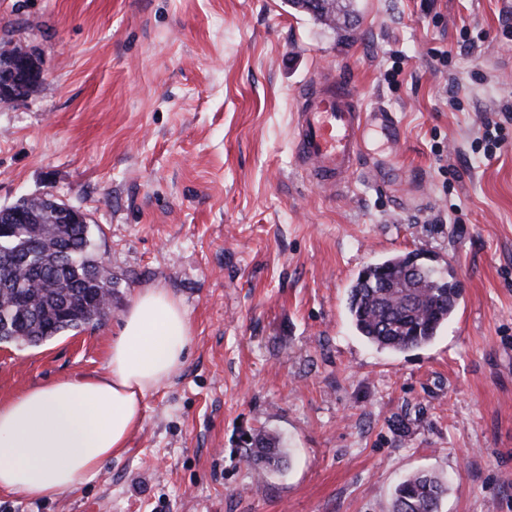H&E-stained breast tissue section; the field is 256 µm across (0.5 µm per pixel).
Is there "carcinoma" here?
I'll list each match as a JSON object with an SVG mask.
<instances>
[{"instance_id":"carcinoma-1","label":"carcinoma","mask_w":512,"mask_h":512,"mask_svg":"<svg viewBox=\"0 0 512 512\" xmlns=\"http://www.w3.org/2000/svg\"><path fill=\"white\" fill-rule=\"evenodd\" d=\"M342 0H330L314 19L337 24ZM32 223L14 225L0 238V253H25L27 262L0 272V343L37 346L64 332L103 323L112 313V270L92 250L87 224H51L35 202ZM417 252L393 255L366 266L348 297L351 322L368 343L404 352L430 343L453 314L459 296L453 277L419 261ZM255 447L248 463L277 469L282 439L263 428L251 435ZM447 490L429 473L405 477L396 487L393 512H438Z\"/></svg>"}]
</instances>
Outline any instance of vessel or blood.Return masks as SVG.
I'll list each match as a JSON object with an SVG mask.
<instances>
[{
	"label": "vessel or blood",
	"instance_id": "vessel-or-blood-1",
	"mask_svg": "<svg viewBox=\"0 0 512 512\" xmlns=\"http://www.w3.org/2000/svg\"><path fill=\"white\" fill-rule=\"evenodd\" d=\"M296 160L318 186L342 194L351 172L367 169L361 137L377 127L391 140L399 138L394 113L377 107L365 110L350 85L330 79L309 85L298 97Z\"/></svg>",
	"mask_w": 512,
	"mask_h": 512
}]
</instances>
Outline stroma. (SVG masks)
I'll return each mask as SVG.
<instances>
[{"instance_id":"obj_1","label":"stroma","mask_w":512,"mask_h":512,"mask_svg":"<svg viewBox=\"0 0 512 512\" xmlns=\"http://www.w3.org/2000/svg\"><path fill=\"white\" fill-rule=\"evenodd\" d=\"M350 3L343 38L287 0H0V43L44 71L0 105V206L80 208L116 279L102 325L0 344V398L105 373L143 289L191 327L98 479L0 512H391L416 472L447 480L440 512H512V0ZM323 73L397 113L400 144L362 142L387 194L358 174L335 197L296 165L297 93ZM410 251L461 294L429 345L388 353L348 289ZM261 428L287 442L263 475L245 461Z\"/></svg>"}]
</instances>
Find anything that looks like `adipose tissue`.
<instances>
[{"label":"adipose tissue","instance_id":"obj_1","mask_svg":"<svg viewBox=\"0 0 512 512\" xmlns=\"http://www.w3.org/2000/svg\"><path fill=\"white\" fill-rule=\"evenodd\" d=\"M189 342L181 303L147 288L112 342L106 374L0 400V493L56 498L99 477L140 426L147 396L182 370Z\"/></svg>","mask_w":512,"mask_h":512}]
</instances>
